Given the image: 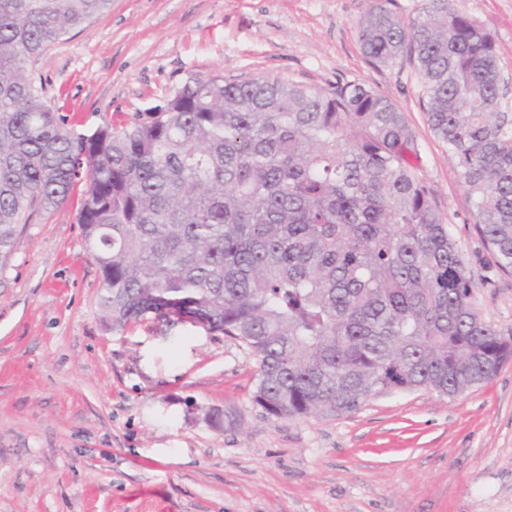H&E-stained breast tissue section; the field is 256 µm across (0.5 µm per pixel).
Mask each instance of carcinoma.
Wrapping results in <instances>:
<instances>
[{
	"mask_svg": "<svg viewBox=\"0 0 512 512\" xmlns=\"http://www.w3.org/2000/svg\"><path fill=\"white\" fill-rule=\"evenodd\" d=\"M111 0H0V269L36 212L77 211L116 334L152 319L241 342L254 401L334 416L381 393L455 397L512 359L408 156L404 112L363 82L193 76L145 120L68 127L29 64ZM372 0L373 63L413 58L427 122L512 273V112L493 35L448 0L404 21Z\"/></svg>",
	"mask_w": 512,
	"mask_h": 512,
	"instance_id": "carcinoma-1",
	"label": "carcinoma"
}]
</instances>
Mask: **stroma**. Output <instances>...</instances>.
I'll return each instance as SVG.
<instances>
[{"mask_svg":"<svg viewBox=\"0 0 512 512\" xmlns=\"http://www.w3.org/2000/svg\"><path fill=\"white\" fill-rule=\"evenodd\" d=\"M462 5L512 77V0ZM369 6L112 0L32 71L86 132L146 117L192 76L367 84L404 112L474 303L512 339V275L483 245L413 61L363 54ZM77 209L73 199L35 215L0 271V512H512V360L454 398L416 389L336 417L269 415L253 400L257 360L238 341L151 321L112 333Z\"/></svg>","mask_w":512,"mask_h":512,"instance_id":"1","label":"stroma"}]
</instances>
